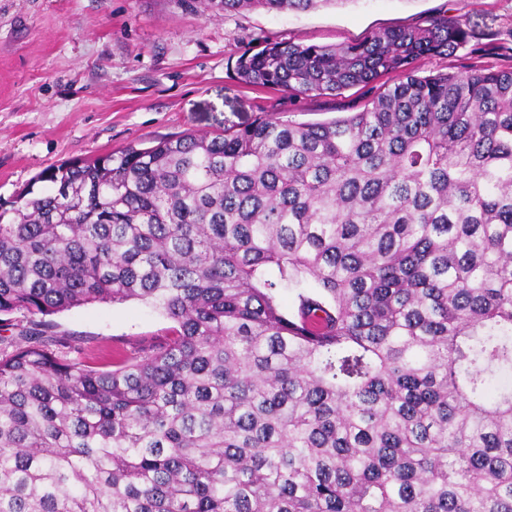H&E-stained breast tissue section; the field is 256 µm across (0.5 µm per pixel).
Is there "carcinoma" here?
I'll return each instance as SVG.
<instances>
[{
  "mask_svg": "<svg viewBox=\"0 0 512 512\" xmlns=\"http://www.w3.org/2000/svg\"><path fill=\"white\" fill-rule=\"evenodd\" d=\"M468 40L440 18L260 43L241 84L373 96L0 200V512H512V387L485 394L512 373V68L417 67ZM130 300L174 326L106 366L50 320Z\"/></svg>",
  "mask_w": 512,
  "mask_h": 512,
  "instance_id": "1",
  "label": "carcinoma"
}]
</instances>
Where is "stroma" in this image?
<instances>
[{
  "label": "stroma",
  "mask_w": 512,
  "mask_h": 512,
  "mask_svg": "<svg viewBox=\"0 0 512 512\" xmlns=\"http://www.w3.org/2000/svg\"><path fill=\"white\" fill-rule=\"evenodd\" d=\"M446 17L471 38L454 57L422 60L421 73L512 65V0H340L308 12L220 16L178 0H0V199L51 166L130 144L216 135L265 113L323 122L361 111L369 87L291 98L238 83L232 67L255 43L337 45ZM54 322L88 350L122 355L172 327L138 301L74 307Z\"/></svg>",
  "instance_id": "1"
}]
</instances>
